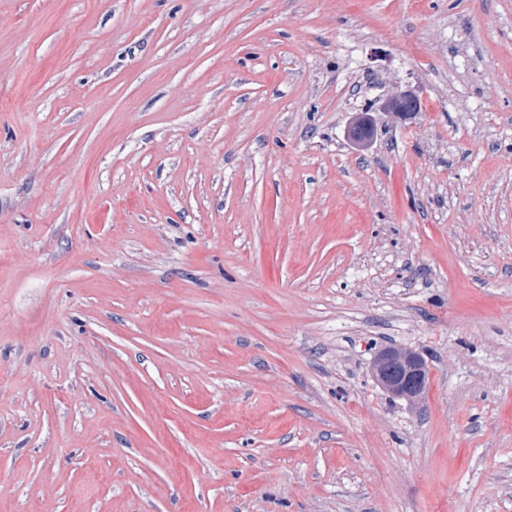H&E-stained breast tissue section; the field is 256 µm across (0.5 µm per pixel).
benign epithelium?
I'll list each match as a JSON object with an SVG mask.
<instances>
[{
    "label": "benign epithelium",
    "instance_id": "1",
    "mask_svg": "<svg viewBox=\"0 0 512 512\" xmlns=\"http://www.w3.org/2000/svg\"><path fill=\"white\" fill-rule=\"evenodd\" d=\"M382 112L414 111L413 96L399 92L388 96L379 105ZM373 375L379 385L394 395L415 402L428 384V369L416 353L400 347H386L378 352L373 363Z\"/></svg>",
    "mask_w": 512,
    "mask_h": 512
}]
</instances>
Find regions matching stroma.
Instances as JSON below:
<instances>
[{"label": "stroma", "instance_id": "35a3bbf8", "mask_svg": "<svg viewBox=\"0 0 512 512\" xmlns=\"http://www.w3.org/2000/svg\"><path fill=\"white\" fill-rule=\"evenodd\" d=\"M0 512H512V0H0ZM373 375L384 389L410 403L420 397L429 378L426 364L418 354L392 346L376 355Z\"/></svg>", "mask_w": 512, "mask_h": 512}]
</instances>
